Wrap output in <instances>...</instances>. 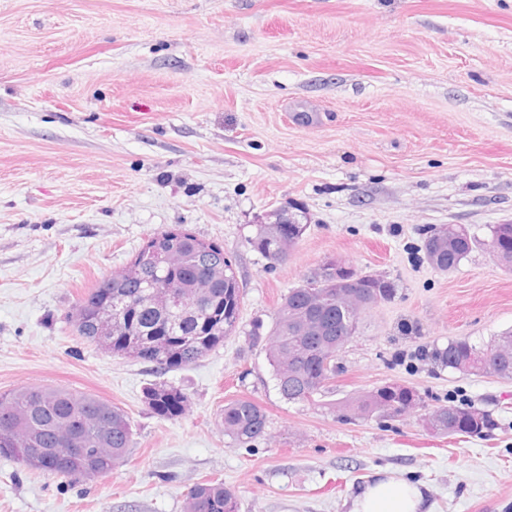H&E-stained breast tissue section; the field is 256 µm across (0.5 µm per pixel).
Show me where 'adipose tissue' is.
I'll return each instance as SVG.
<instances>
[{
    "label": "adipose tissue",
    "instance_id": "1",
    "mask_svg": "<svg viewBox=\"0 0 512 512\" xmlns=\"http://www.w3.org/2000/svg\"><path fill=\"white\" fill-rule=\"evenodd\" d=\"M422 503L417 485L383 472L362 487L353 512H421Z\"/></svg>",
    "mask_w": 512,
    "mask_h": 512
}]
</instances>
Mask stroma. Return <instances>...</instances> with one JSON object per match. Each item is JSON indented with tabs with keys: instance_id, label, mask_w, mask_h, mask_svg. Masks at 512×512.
<instances>
[{
	"instance_id": "35a3bbf8",
	"label": "stroma",
	"mask_w": 512,
	"mask_h": 512,
	"mask_svg": "<svg viewBox=\"0 0 512 512\" xmlns=\"http://www.w3.org/2000/svg\"><path fill=\"white\" fill-rule=\"evenodd\" d=\"M309 227L272 266L247 242L276 209ZM512 221V0H0V394L48 385L129 418L125 462L53 477L0 454V512H186L195 484L233 487L239 512H351L386 472L427 512H512V379L430 354L512 331V271L489 249ZM465 225L449 272L423 242ZM221 245L241 292L235 333L168 371L78 335L70 313L153 235ZM393 281L313 401L291 403L266 336L288 290L325 260ZM388 383L409 416L344 420ZM187 393L174 420L147 387ZM267 415L241 445L220 413ZM468 403L484 435H436L426 415ZM455 230L447 248L430 250L428 239L424 244V252L428 262L435 269L440 271H452L457 268L460 262L465 259L473 250L477 240L470 234L469 230L461 224H454ZM220 421L225 435L243 445L262 436L267 426L264 410L249 399H238L225 405Z\"/></svg>"
}]
</instances>
